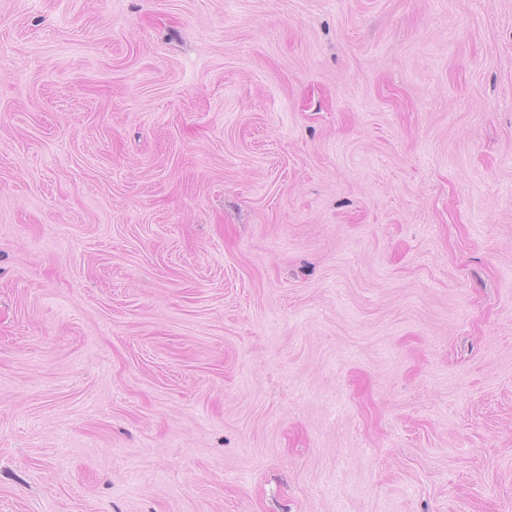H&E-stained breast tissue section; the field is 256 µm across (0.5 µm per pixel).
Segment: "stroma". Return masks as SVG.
<instances>
[{
    "label": "stroma",
    "mask_w": 512,
    "mask_h": 512,
    "mask_svg": "<svg viewBox=\"0 0 512 512\" xmlns=\"http://www.w3.org/2000/svg\"><path fill=\"white\" fill-rule=\"evenodd\" d=\"M0 512H512V0H0Z\"/></svg>",
    "instance_id": "stroma-1"
}]
</instances>
